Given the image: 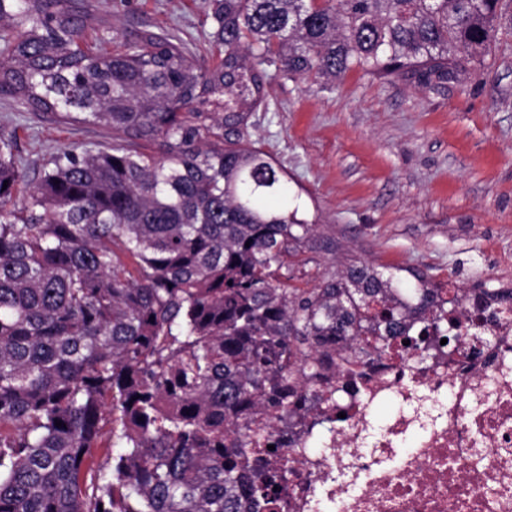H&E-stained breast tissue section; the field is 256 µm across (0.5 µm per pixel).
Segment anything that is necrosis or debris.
I'll use <instances>...</instances> for the list:
<instances>
[{"mask_svg":"<svg viewBox=\"0 0 512 512\" xmlns=\"http://www.w3.org/2000/svg\"><path fill=\"white\" fill-rule=\"evenodd\" d=\"M439 295L452 342L330 350L305 412L252 409L287 444L265 458L288 471L280 512H512V299L449 280Z\"/></svg>","mask_w":512,"mask_h":512,"instance_id":"necrosis-or-debris-1","label":"necrosis or debris"}]
</instances>
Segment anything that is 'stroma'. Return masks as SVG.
I'll return each instance as SVG.
<instances>
[{
  "mask_svg": "<svg viewBox=\"0 0 512 512\" xmlns=\"http://www.w3.org/2000/svg\"><path fill=\"white\" fill-rule=\"evenodd\" d=\"M105 18L83 42L106 53L116 32L173 35L209 57L210 0H89ZM484 75L431 90L353 71L340 84L270 75L244 142L287 174L288 204L315 230L290 282L311 288L326 272L364 260L406 288L413 271L461 287L512 282V0ZM0 125L16 134L37 183L58 149L108 146L112 133L18 109L0 94Z\"/></svg>",
  "mask_w": 512,
  "mask_h": 512,
  "instance_id": "obj_1",
  "label": "stroma"
}]
</instances>
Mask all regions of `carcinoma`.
Segmentation results:
<instances>
[{"mask_svg":"<svg viewBox=\"0 0 512 512\" xmlns=\"http://www.w3.org/2000/svg\"><path fill=\"white\" fill-rule=\"evenodd\" d=\"M501 15L502 0H212L210 66L149 30L82 49L107 23L87 0H0V93L113 134L53 154L18 207L26 172L0 126V512H276L288 469L241 460L253 443L287 453L245 413H294V381L363 332L421 355L443 317L409 334L434 292L412 305L365 262L281 280L312 225L239 142L265 67L434 89L490 68Z\"/></svg>","mask_w":512,"mask_h":512,"instance_id":"1","label":"carcinoma"}]
</instances>
